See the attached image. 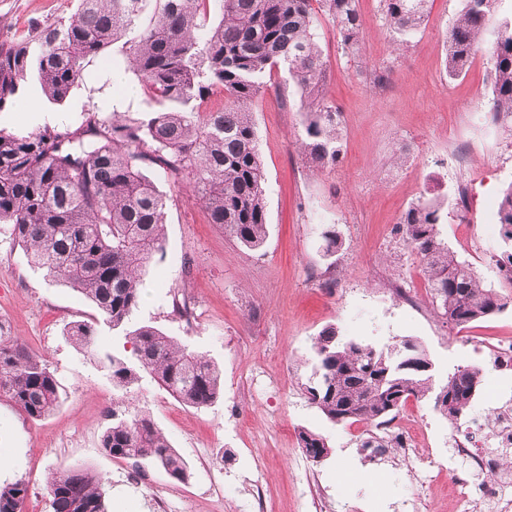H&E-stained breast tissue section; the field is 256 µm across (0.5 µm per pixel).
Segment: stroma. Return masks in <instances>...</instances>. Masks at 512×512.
<instances>
[{
  "label": "stroma",
  "mask_w": 512,
  "mask_h": 512,
  "mask_svg": "<svg viewBox=\"0 0 512 512\" xmlns=\"http://www.w3.org/2000/svg\"><path fill=\"white\" fill-rule=\"evenodd\" d=\"M78 0H0V44L43 24L68 18ZM461 0H432L428 22L393 49L380 0H360L362 54H344L329 20L318 28L329 60L324 90L340 112L343 148L335 167L311 171L298 144L304 131L299 97L283 71L267 79L252 107L267 171L268 237L246 250L209 223L185 182L158 167L148 178L166 199L164 261L143 271V299L134 326L151 325L210 358L222 371L224 393L208 407L185 406L150 375L116 392L105 371L66 336L67 324L90 317L77 292L31 265L0 224V324L26 340L59 382L62 403L31 420L0 398V482L24 480V512H52L47 484L61 469L88 468L98 477L109 512H359L370 497L393 512L400 500L417 512H476L449 477L459 463L448 446L451 425L427 400H408L397 418L429 433L440 462L424 479L396 451L366 447L371 429L335 425L308 400L316 363L313 342L327 328L382 347L419 341L433 363L436 384L467 363L484 365L500 400H512V367L490 366L488 348L512 344V306L465 328L433 306L420 257L397 226L419 198H448L439 232L451 252L473 265L484 285L512 296L496 266L511 252L498 222L502 192L512 184V136L491 123L487 52H478L465 77L449 79L446 40ZM101 60L86 65L69 98L50 104L37 82L0 112L13 133L77 128L89 116L120 112L145 118L150 104L131 73L114 80ZM37 112H30V105ZM470 185L469 213L455 205ZM334 225L340 246L324 253L321 232ZM190 302V318L175 310V295ZM147 408L157 427L190 465L186 482L106 454L100 439L113 412ZM324 435L332 449L315 463L300 429ZM361 472L358 480L341 465Z\"/></svg>",
  "instance_id": "obj_1"
}]
</instances>
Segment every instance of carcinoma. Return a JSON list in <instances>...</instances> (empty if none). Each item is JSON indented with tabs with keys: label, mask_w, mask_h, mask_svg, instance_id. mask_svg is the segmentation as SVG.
Segmentation results:
<instances>
[{
	"label": "carcinoma",
	"mask_w": 512,
	"mask_h": 512,
	"mask_svg": "<svg viewBox=\"0 0 512 512\" xmlns=\"http://www.w3.org/2000/svg\"><path fill=\"white\" fill-rule=\"evenodd\" d=\"M209 0H81L69 18L0 46V112L27 77L59 104L82 78L85 64L105 58L125 41V62L156 104L143 121L89 119L71 130L17 134L0 129V224L35 265L84 294L114 329L133 344V357L114 353L96 336L97 319L79 321L66 336L97 361L118 390L148 373L184 405L203 408L222 390L221 373L205 355L158 328L129 329L139 307L141 271L165 256L166 201L143 173L158 166L186 178L208 220L247 249L267 237L266 167L252 119L253 102L267 90L274 68L300 93L309 167L336 165L342 134L338 111L323 94L328 59L317 35L319 16L331 20L345 53L361 51L359 0H222L220 20L206 26ZM384 24L396 45L420 30L430 0H381ZM502 0H463L448 35L446 72L467 73L482 49L489 55L492 123L512 135V21L497 20ZM224 108L210 110L216 91ZM445 199H419L404 213L399 233L420 256L439 313L456 327L506 309L512 299L486 287L472 265L450 254L439 237ZM503 236L512 241V186L498 207ZM316 382L309 400L330 422L377 427L410 397L433 398L450 424L466 422L484 368L459 366L435 386L432 363L412 338L376 348L324 330L314 342ZM0 397L39 420L60 402L59 383L40 358L0 326ZM112 418L101 448L115 460L148 463L171 479L189 477L187 461L170 446L150 413L136 405ZM299 441L314 462L331 454L327 439L303 429ZM53 512H107L89 469L54 474L48 482ZM28 488L17 479L0 485V512H23Z\"/></svg>",
	"instance_id": "cac0c4a2"
}]
</instances>
